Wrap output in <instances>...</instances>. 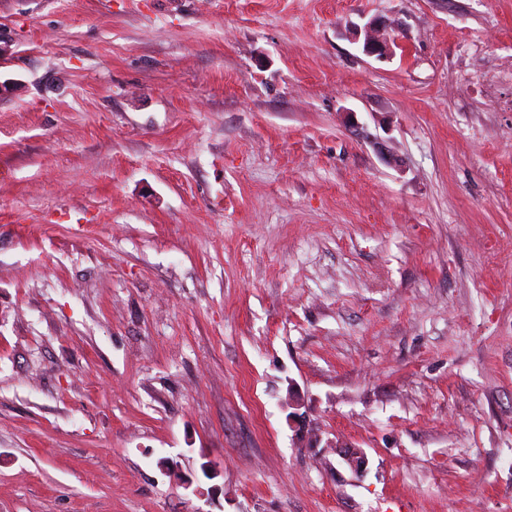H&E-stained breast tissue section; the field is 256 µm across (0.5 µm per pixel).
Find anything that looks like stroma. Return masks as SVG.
<instances>
[{"label":"stroma","instance_id":"obj_1","mask_svg":"<svg viewBox=\"0 0 512 512\" xmlns=\"http://www.w3.org/2000/svg\"><path fill=\"white\" fill-rule=\"evenodd\" d=\"M0 82V512H512V0H0ZM383 25L380 19L371 20L365 27V37L363 42V52L368 56H375L383 59L390 55L391 47L386 40H381L372 35V31Z\"/></svg>","mask_w":512,"mask_h":512}]
</instances>
